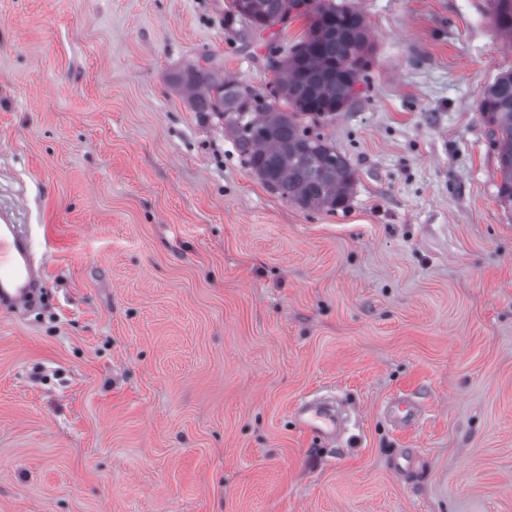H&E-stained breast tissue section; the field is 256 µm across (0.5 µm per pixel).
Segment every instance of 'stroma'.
<instances>
[{
	"label": "stroma",
	"mask_w": 512,
	"mask_h": 512,
	"mask_svg": "<svg viewBox=\"0 0 512 512\" xmlns=\"http://www.w3.org/2000/svg\"><path fill=\"white\" fill-rule=\"evenodd\" d=\"M228 3L0 0V208L49 295L0 312V512H512L489 0H351L375 50L319 128L355 173L336 211L171 85L209 54L266 92ZM321 396L350 407L327 445L295 419Z\"/></svg>",
	"instance_id": "35a3bbf8"
}]
</instances>
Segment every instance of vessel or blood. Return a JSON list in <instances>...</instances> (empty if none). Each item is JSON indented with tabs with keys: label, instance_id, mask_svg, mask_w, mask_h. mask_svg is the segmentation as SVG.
<instances>
[{
	"label": "vessel or blood",
	"instance_id": "b4317fda",
	"mask_svg": "<svg viewBox=\"0 0 512 512\" xmlns=\"http://www.w3.org/2000/svg\"><path fill=\"white\" fill-rule=\"evenodd\" d=\"M32 243L11 223L0 224V308L15 309L29 303L42 286L31 262Z\"/></svg>",
	"mask_w": 512,
	"mask_h": 512
}]
</instances>
